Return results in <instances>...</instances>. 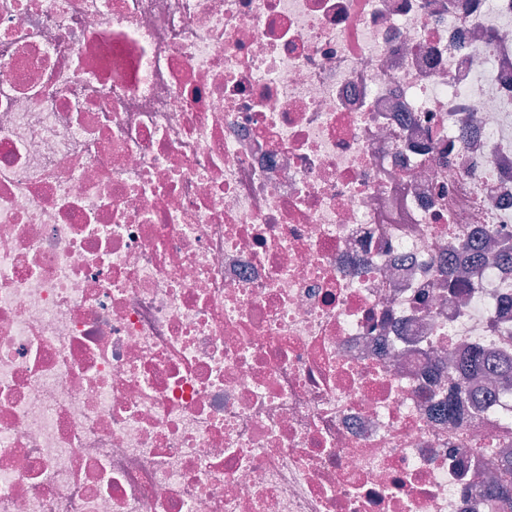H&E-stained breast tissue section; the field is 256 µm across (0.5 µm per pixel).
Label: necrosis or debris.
I'll list each match as a JSON object with an SVG mask.
<instances>
[{"label": "necrosis or debris", "mask_w": 512, "mask_h": 512, "mask_svg": "<svg viewBox=\"0 0 512 512\" xmlns=\"http://www.w3.org/2000/svg\"><path fill=\"white\" fill-rule=\"evenodd\" d=\"M474 231L512 243V0H0V512H486Z\"/></svg>", "instance_id": "1"}]
</instances>
